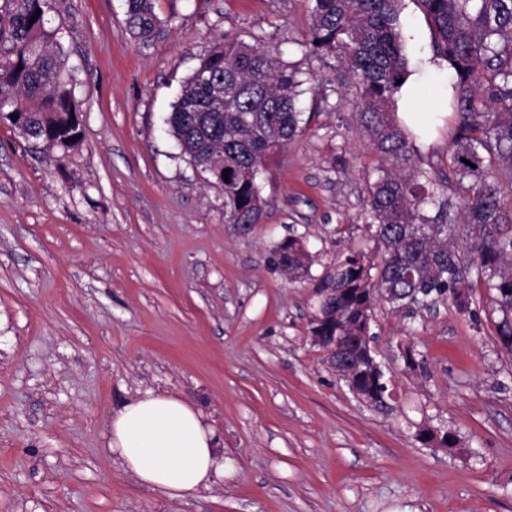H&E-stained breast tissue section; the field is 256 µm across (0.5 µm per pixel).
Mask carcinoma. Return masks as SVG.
I'll return each instance as SVG.
<instances>
[{
  "label": "carcinoma",
  "mask_w": 512,
  "mask_h": 512,
  "mask_svg": "<svg viewBox=\"0 0 512 512\" xmlns=\"http://www.w3.org/2000/svg\"><path fill=\"white\" fill-rule=\"evenodd\" d=\"M10 2L0 24V98L16 108L4 118L20 136L68 150L82 129L60 28L45 19L47 0ZM310 2L302 46L336 58L343 72L336 94L355 95L367 147L379 160L367 173L363 211L379 260L350 248L315 277L313 256L293 235L273 247L268 265L291 284L314 282L312 341L327 361H350L354 393L385 410L391 388L367 342L380 298L408 315L449 302L468 311L473 290L484 288L502 313L500 341L512 350V0H418L434 52L455 76L457 127L446 174L422 167L415 141L389 110L397 81L409 75L401 0ZM126 21L149 39L159 23L153 0H126ZM205 69L222 80V109L213 106L215 85L200 76ZM303 84L278 53L232 38L209 50L171 103L166 125L193 167L224 154V216L248 233L266 205L260 178L303 132Z\"/></svg>",
  "instance_id": "cac0c4a2"
}]
</instances>
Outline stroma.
Masks as SVG:
<instances>
[{
	"mask_svg": "<svg viewBox=\"0 0 512 512\" xmlns=\"http://www.w3.org/2000/svg\"><path fill=\"white\" fill-rule=\"evenodd\" d=\"M125 11L49 0L78 145L50 150L0 119V512H512V351L492 295L413 318L377 302L376 358L394 380L383 413L312 342V283L267 266L292 231L316 275L336 250L373 247L361 214L375 158L357 105L337 102L336 59L303 48L309 0H155L147 41ZM231 37L316 79L246 236L164 123ZM147 390L216 428L223 482L172 500L108 450L113 411Z\"/></svg>",
	"mask_w": 512,
	"mask_h": 512,
	"instance_id": "stroma-1",
	"label": "stroma"
}]
</instances>
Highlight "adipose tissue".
I'll return each mask as SVG.
<instances>
[{"label":"adipose tissue","instance_id":"1","mask_svg":"<svg viewBox=\"0 0 512 512\" xmlns=\"http://www.w3.org/2000/svg\"><path fill=\"white\" fill-rule=\"evenodd\" d=\"M451 73L447 61L431 54L414 61L396 95L402 124L431 134L449 116ZM217 432L195 407L151 390L112 413L108 449L141 483L172 499L196 497L224 478V454Z\"/></svg>","mask_w":512,"mask_h":512}]
</instances>
